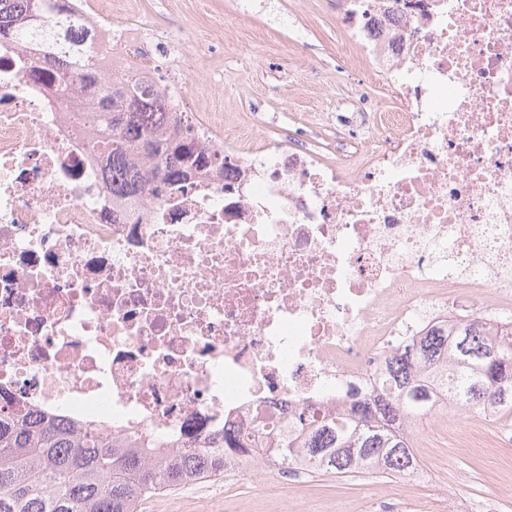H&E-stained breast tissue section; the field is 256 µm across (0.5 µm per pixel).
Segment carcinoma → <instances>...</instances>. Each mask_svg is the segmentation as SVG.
Masks as SVG:
<instances>
[{"label": "carcinoma", "instance_id": "cac0c4a2", "mask_svg": "<svg viewBox=\"0 0 512 512\" xmlns=\"http://www.w3.org/2000/svg\"><path fill=\"white\" fill-rule=\"evenodd\" d=\"M71 0H0V40L41 41L51 63L95 96L98 146L112 198L132 203L148 181L171 190L201 167H224L188 140L172 141L165 96L135 71L106 81L97 39L70 14ZM448 403L512 416V328L466 323L433 328L391 356L379 389L331 417L307 405L288 435L254 449L339 478L411 476L419 470L409 435L414 421ZM224 474V455L199 446L169 454L157 439L116 448L102 434L0 410V512H139L165 490Z\"/></svg>", "mask_w": 512, "mask_h": 512}]
</instances>
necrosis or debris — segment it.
<instances>
[{
  "label": "necrosis or debris",
  "mask_w": 512,
  "mask_h": 512,
  "mask_svg": "<svg viewBox=\"0 0 512 512\" xmlns=\"http://www.w3.org/2000/svg\"><path fill=\"white\" fill-rule=\"evenodd\" d=\"M76 2L99 69L124 72L144 27ZM341 25L388 111L337 101L290 145L214 114L192 136L223 168L133 205L112 200L92 98L53 86L36 44H0V409L119 448L261 443L291 407L372 393L426 327L512 320V0H361ZM194 53L140 69L172 111Z\"/></svg>",
  "instance_id": "4bbe7bcc"
}]
</instances>
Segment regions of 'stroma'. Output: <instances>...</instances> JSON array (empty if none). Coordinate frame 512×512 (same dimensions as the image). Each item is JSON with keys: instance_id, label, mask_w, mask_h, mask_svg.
<instances>
[{"instance_id": "1", "label": "stroma", "mask_w": 512, "mask_h": 512, "mask_svg": "<svg viewBox=\"0 0 512 512\" xmlns=\"http://www.w3.org/2000/svg\"><path fill=\"white\" fill-rule=\"evenodd\" d=\"M119 23L151 21L160 31L204 35L212 47L195 60L193 100L227 121L247 123L254 109L276 112L270 131L289 132L305 113L322 111L328 98L364 92L371 106L383 110L388 95L365 64L346 61L344 35L337 24L341 0H111ZM447 407L418 421L411 440L420 460L418 474L379 478L380 496L365 497L367 479L311 475L297 488L281 474L265 476L257 489L244 476H222L166 491L144 501L141 512H205L208 497L223 491L235 512H258L285 503L288 512H324L346 506L348 512H479L492 492L512 490V446L497 435L512 432V419L462 429L448 435Z\"/></svg>"}]
</instances>
